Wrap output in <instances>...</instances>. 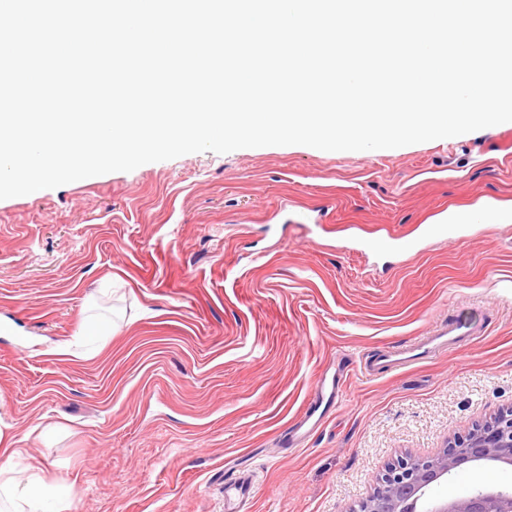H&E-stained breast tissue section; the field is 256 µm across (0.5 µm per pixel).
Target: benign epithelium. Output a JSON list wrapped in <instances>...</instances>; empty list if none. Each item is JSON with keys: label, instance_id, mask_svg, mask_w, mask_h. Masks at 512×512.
<instances>
[{"label": "benign epithelium", "instance_id": "obj_1", "mask_svg": "<svg viewBox=\"0 0 512 512\" xmlns=\"http://www.w3.org/2000/svg\"><path fill=\"white\" fill-rule=\"evenodd\" d=\"M470 466L489 472L512 467V409L474 424L431 455L403 452L391 458L369 494L345 512H418V503L432 485ZM424 512H512V490L488 477L474 492L437 498Z\"/></svg>", "mask_w": 512, "mask_h": 512}]
</instances>
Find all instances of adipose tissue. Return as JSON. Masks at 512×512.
Instances as JSON below:
<instances>
[{"instance_id":"adipose-tissue-1","label":"adipose tissue","mask_w":512,"mask_h":512,"mask_svg":"<svg viewBox=\"0 0 512 512\" xmlns=\"http://www.w3.org/2000/svg\"><path fill=\"white\" fill-rule=\"evenodd\" d=\"M438 224H510L512 208L493 202L480 206L449 208L435 216ZM17 448H0V512H67L71 503L69 487L39 479L13 477Z\"/></svg>"}]
</instances>
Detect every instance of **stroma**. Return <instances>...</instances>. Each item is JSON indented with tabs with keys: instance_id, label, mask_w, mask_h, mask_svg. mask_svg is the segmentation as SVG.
<instances>
[{
	"instance_id": "obj_1",
	"label": "stroma",
	"mask_w": 512,
	"mask_h": 512,
	"mask_svg": "<svg viewBox=\"0 0 512 512\" xmlns=\"http://www.w3.org/2000/svg\"><path fill=\"white\" fill-rule=\"evenodd\" d=\"M489 200L512 203V124L387 152L191 153L0 200L16 474L71 485L69 512H224L246 470L241 512H344L391 457L512 407V223L420 236ZM309 210L321 223H294ZM93 301L111 312L104 345L56 354ZM448 321L455 349L366 376ZM338 371L340 397L297 441Z\"/></svg>"
}]
</instances>
